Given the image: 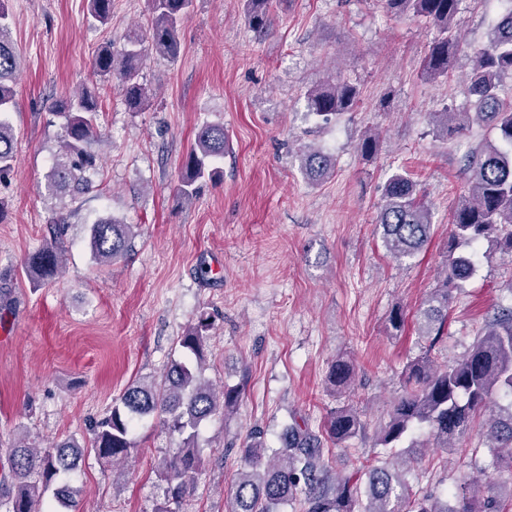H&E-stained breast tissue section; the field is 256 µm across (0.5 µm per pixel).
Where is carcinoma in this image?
<instances>
[{
	"instance_id": "1",
	"label": "carcinoma",
	"mask_w": 512,
	"mask_h": 512,
	"mask_svg": "<svg viewBox=\"0 0 512 512\" xmlns=\"http://www.w3.org/2000/svg\"><path fill=\"white\" fill-rule=\"evenodd\" d=\"M384 2L396 15L411 12L436 28L422 72L431 79L448 74L460 49L453 27L460 0ZM271 4L272 0H243L249 27L267 29ZM192 5L193 0H150L148 36L134 30L126 34L122 47L109 42L96 52L93 76L118 78L128 111L141 112L150 105L151 93L139 81L144 43L160 56H176L179 26ZM88 13L93 21L107 24L112 0H88ZM19 68L8 7L0 0V184L15 170L16 136L6 115L15 106ZM505 75L512 76V7L500 15L489 41L473 56L466 93L473 98L474 111L455 113L452 127L448 126V113L435 115V122L452 133H463L473 123L498 133L497 139L467 155L469 199L453 216L444 276L415 314L419 334L435 341L447 335L448 306L453 293L474 274L479 244L494 241L500 251L512 255V99L501 96ZM360 96L356 85L333 77L308 90V108L329 122L354 111ZM53 116L63 120L62 146L48 171L46 191L62 211L66 199L73 200L92 188L86 172L97 166L89 145L100 138L98 100L86 90L65 97L57 103ZM224 149V124H203L182 163L179 196L191 200L201 182L219 178L218 163L224 159ZM299 160L312 181L328 177L336 167V159L317 148L301 151ZM382 199L376 226L384 248L399 260L415 256L432 237V213L416 181L407 172L393 174L383 187ZM68 228L64 223L54 225L50 240L27 257V275L33 282H52L61 272ZM133 228L111 215L91 225L94 259L108 263L122 257ZM211 328V317L200 314L179 337L183 359L172 360L158 377L129 384L93 423L87 445L66 438L49 448H38L24 437L17 439L10 448L11 481L0 487V506L6 507V512H43L44 497L50 491L56 505L71 512L76 490L69 483L70 474L84 449L104 462L122 464L135 448L132 425L150 416L158 417L169 433L181 438L178 451L161 465L168 502L180 505L201 466L194 446L197 428L234 409L240 397L237 387L218 385L203 376ZM356 377L353 358L341 353L328 367L327 390L342 396ZM498 393L507 404L494 403ZM477 422L480 437L488 441L487 448L494 454L495 469L512 475V306L500 307L468 351L453 363H438L427 354L407 362L401 392L379 426L376 442L394 449L424 430L434 447L446 451L456 447ZM366 427L361 411L347 403L330 411L320 433L304 421L289 425L276 448L267 446L263 432H251L239 448L240 467L228 512H284L297 506L300 512H509L512 508V481L507 492L488 495L480 491L479 479L463 474L443 497L412 491L403 466L416 462L415 457L386 460L359 468L350 476L331 477L324 442L342 444L365 433Z\"/></svg>"
}]
</instances>
